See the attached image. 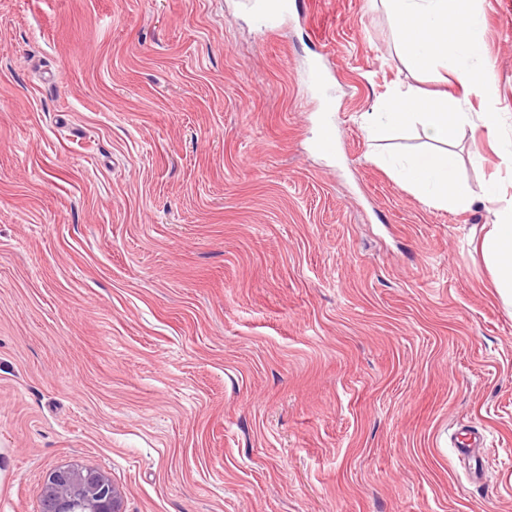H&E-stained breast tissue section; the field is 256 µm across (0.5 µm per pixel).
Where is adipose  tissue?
Segmentation results:
<instances>
[{
  "instance_id": "adipose-tissue-1",
  "label": "adipose tissue",
  "mask_w": 512,
  "mask_h": 512,
  "mask_svg": "<svg viewBox=\"0 0 512 512\" xmlns=\"http://www.w3.org/2000/svg\"><path fill=\"white\" fill-rule=\"evenodd\" d=\"M397 29L396 51L419 72H452L470 95L489 94L492 84L485 69L483 27L476 0H385ZM460 101L451 95L425 98L406 91L397 94L381 112H368L364 120L371 135L419 125L434 149L405 158H390L386 164L397 178L427 204L438 208L470 209L475 200L496 205L482 249L493 267L502 296L512 301V204H503L497 179L484 182L472 192L462 181L456 155L443 144L456 124L466 120Z\"/></svg>"
}]
</instances>
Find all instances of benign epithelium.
I'll return each instance as SVG.
<instances>
[{"instance_id": "benign-epithelium-1", "label": "benign epithelium", "mask_w": 512, "mask_h": 512, "mask_svg": "<svg viewBox=\"0 0 512 512\" xmlns=\"http://www.w3.org/2000/svg\"><path fill=\"white\" fill-rule=\"evenodd\" d=\"M41 512H122L121 497L104 472L63 466L45 476Z\"/></svg>"}]
</instances>
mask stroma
Listing matches in <instances>:
<instances>
[{
	"label": "stroma",
	"instance_id": "stroma-1",
	"mask_svg": "<svg viewBox=\"0 0 512 512\" xmlns=\"http://www.w3.org/2000/svg\"><path fill=\"white\" fill-rule=\"evenodd\" d=\"M477 8L489 102L413 71L383 0L275 33L245 0H0V512H40L65 464L123 512H512L494 208L422 202L374 160L421 128L361 120L460 96L465 183L512 198V0ZM456 424L486 437L480 482Z\"/></svg>",
	"mask_w": 512,
	"mask_h": 512
}]
</instances>
